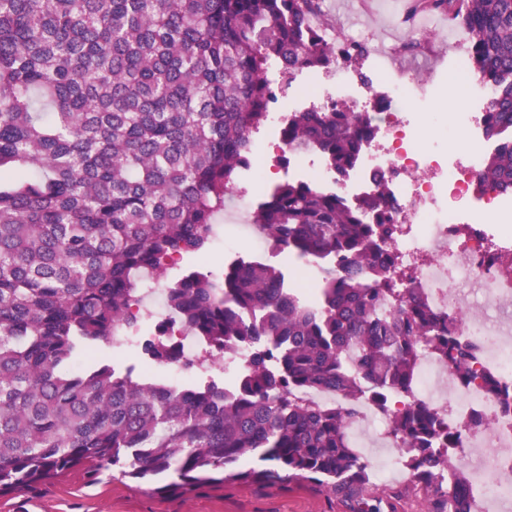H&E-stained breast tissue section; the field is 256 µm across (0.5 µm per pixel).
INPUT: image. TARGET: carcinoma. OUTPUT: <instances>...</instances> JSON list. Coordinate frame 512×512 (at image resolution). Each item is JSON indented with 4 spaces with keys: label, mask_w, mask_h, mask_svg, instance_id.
<instances>
[{
    "label": "carcinoma",
    "mask_w": 512,
    "mask_h": 512,
    "mask_svg": "<svg viewBox=\"0 0 512 512\" xmlns=\"http://www.w3.org/2000/svg\"><path fill=\"white\" fill-rule=\"evenodd\" d=\"M402 12L446 14L468 33L473 72L494 92L483 125L498 148L481 181L512 192V0H406ZM328 27L324 0H0V495L79 466L170 476L158 492L182 494L222 471L309 482L380 512L363 497L372 468L350 447L351 411L291 397L369 391L383 407L400 398L405 491L422 512H470L460 432L412 385L424 345L456 381L477 373L388 251L399 227L382 191L348 202L288 180L257 204L254 223L289 258L327 262L314 300L260 259L218 275L192 265L163 285L212 364L249 349L232 385L174 387L91 355L139 333L126 314L143 275L164 278L172 254L206 261L270 105L336 64ZM367 51L352 40L344 62ZM282 135L346 175L375 128L324 102L288 113ZM137 352L176 355L161 334ZM254 455L272 466L238 469Z\"/></svg>",
    "instance_id": "carcinoma-1"
}]
</instances>
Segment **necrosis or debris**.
I'll return each mask as SVG.
<instances>
[{"instance_id": "obj_1", "label": "necrosis or debris", "mask_w": 512, "mask_h": 512, "mask_svg": "<svg viewBox=\"0 0 512 512\" xmlns=\"http://www.w3.org/2000/svg\"><path fill=\"white\" fill-rule=\"evenodd\" d=\"M472 91L471 109L456 124L444 113L435 120L449 124L450 134H462L463 146L419 148L420 127L414 126L397 107L407 96L431 102L443 95L442 85L420 83L408 87L389 80L383 89L355 85L348 67L339 66L323 74L307 87L306 93L351 106L355 113H369L376 136L367 146L357 167L348 176L333 174L316 153L281 143L284 115L268 114L267 132L275 140L277 154L287 155V174L313 179L321 187L348 201L387 190L397 204L398 233L389 243L402 266L412 271L415 285L425 301L437 312L454 318L453 332L473 352V368L480 375L491 373L512 387V322L499 323L462 308L466 297L488 306L512 299V266L505 254H512V226L500 223L501 215H512V195L493 187L473 192L472 185L493 150L481 130V114L493 102L492 89L468 78ZM467 199L457 209L459 199ZM140 333L165 327L167 337L178 349V358L169 363L143 361L142 373L165 376L173 386L185 385L194 370L200 369L206 347L196 336L172 323L163 289L147 281L140 298L129 309ZM416 390L448 424L466 423L461 456L470 474L471 512H512V410H504L488 395L480 380L462 386L431 349H422ZM381 409L372 396L355 405L348 421L354 439L374 434L380 446L399 447L390 426V412Z\"/></svg>"}]
</instances>
